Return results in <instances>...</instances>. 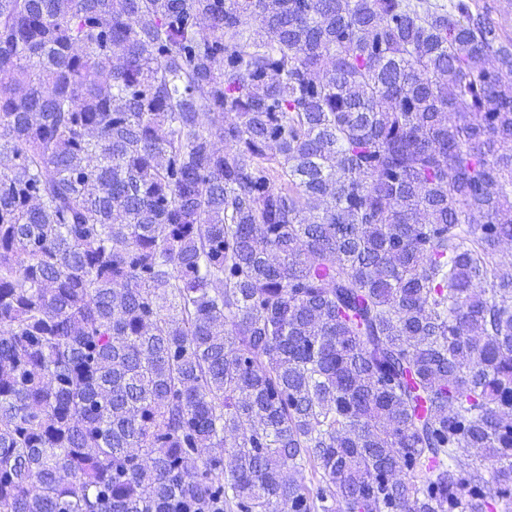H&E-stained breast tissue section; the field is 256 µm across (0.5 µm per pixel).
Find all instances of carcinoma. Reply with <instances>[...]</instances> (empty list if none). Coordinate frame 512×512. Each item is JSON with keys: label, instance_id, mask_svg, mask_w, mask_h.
<instances>
[{"label": "carcinoma", "instance_id": "carcinoma-1", "mask_svg": "<svg viewBox=\"0 0 512 512\" xmlns=\"http://www.w3.org/2000/svg\"><path fill=\"white\" fill-rule=\"evenodd\" d=\"M512 33L465 0H0V512H512Z\"/></svg>", "mask_w": 512, "mask_h": 512}]
</instances>
